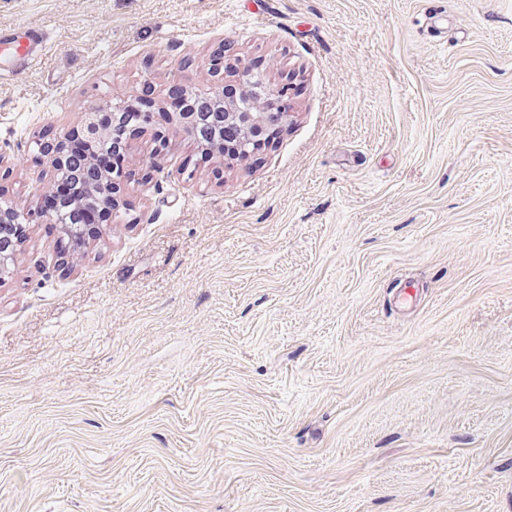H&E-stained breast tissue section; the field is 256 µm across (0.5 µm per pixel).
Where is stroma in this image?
Segmentation results:
<instances>
[{
    "mask_svg": "<svg viewBox=\"0 0 512 512\" xmlns=\"http://www.w3.org/2000/svg\"><path fill=\"white\" fill-rule=\"evenodd\" d=\"M0 195L84 106L291 83L254 158L129 137L0 281V512H512V0H0ZM46 45L42 30L25 28L0 34V74L19 75L42 62ZM57 145L58 143L44 152L42 163L50 173V183L45 190L37 193V208L33 214L36 218H49L54 223H59L56 211L51 208L50 199L54 193L55 185L59 181L67 180L74 185L73 194L71 195L72 187L68 183L62 182L58 184L55 196L57 208L66 222V224H62V228L68 236L78 234L79 228L75 224H83L90 232L93 229L91 226L101 224L106 216L102 205L112 210L116 207L117 196L121 191V177L116 174L103 173L98 182L94 184L86 183L80 173L70 172L65 166L63 160L64 144ZM88 195L95 197L99 203L90 201L84 207L73 210L72 213H75L74 220L69 219V214L61 209V204L67 202L70 197L69 202L73 207L83 206Z\"/></svg>",
    "mask_w": 512,
    "mask_h": 512,
    "instance_id": "stroma-1",
    "label": "stroma"
}]
</instances>
